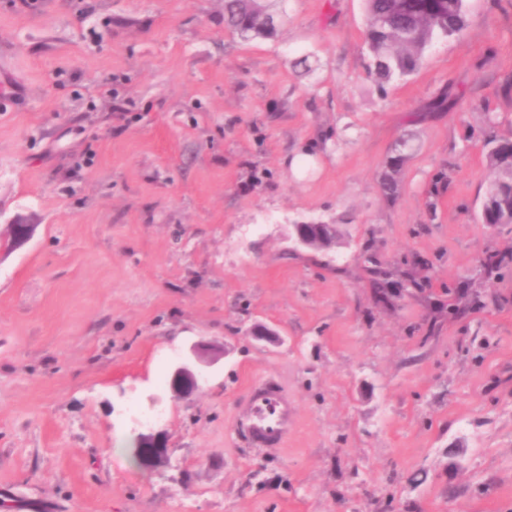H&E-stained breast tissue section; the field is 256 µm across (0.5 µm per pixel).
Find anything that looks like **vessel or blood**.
I'll use <instances>...</instances> for the list:
<instances>
[{
  "label": "vessel or blood",
  "mask_w": 512,
  "mask_h": 512,
  "mask_svg": "<svg viewBox=\"0 0 512 512\" xmlns=\"http://www.w3.org/2000/svg\"><path fill=\"white\" fill-rule=\"evenodd\" d=\"M295 411L274 380L251 387L245 410L237 423L241 433L255 447H281L293 425Z\"/></svg>",
  "instance_id": "1"
}]
</instances>
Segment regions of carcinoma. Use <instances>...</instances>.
<instances>
[{"instance_id":"carcinoma-1","label":"carcinoma","mask_w":512,"mask_h":512,"mask_svg":"<svg viewBox=\"0 0 512 512\" xmlns=\"http://www.w3.org/2000/svg\"><path fill=\"white\" fill-rule=\"evenodd\" d=\"M365 12L368 71L382 84L412 74L434 41L459 34L465 26L466 0H365ZM257 14L248 0H224V25L242 35H268ZM485 145L498 171L485 196V222L512 224V140L489 139ZM401 160L400 155L393 157L382 177V189L389 196Z\"/></svg>"}]
</instances>
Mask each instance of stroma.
Here are the masks:
<instances>
[{"label":"stroma","instance_id":"35a3bbf8","mask_svg":"<svg viewBox=\"0 0 512 512\" xmlns=\"http://www.w3.org/2000/svg\"><path fill=\"white\" fill-rule=\"evenodd\" d=\"M274 12L245 40L224 0H0V231L32 227L0 252V512H512V224L480 218L512 0L382 88L363 0ZM310 223L337 244L297 246ZM201 338L227 355L174 397ZM268 376L295 422L254 448ZM294 408L270 379L252 386L246 409L238 416L240 432L256 448H280L293 425ZM134 457L139 464L148 468H161L169 462L167 445L152 435H137Z\"/></svg>","mask_w":512,"mask_h":512}]
</instances>
